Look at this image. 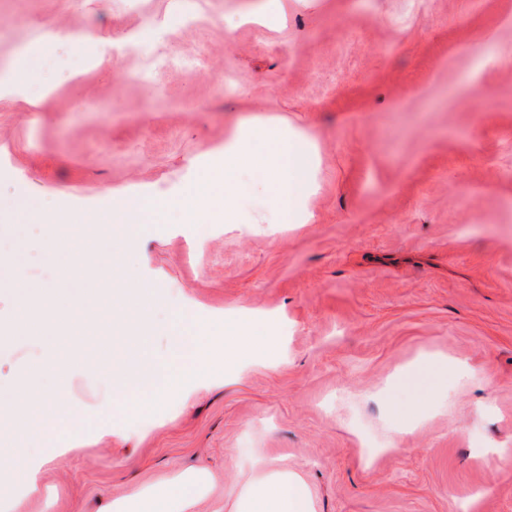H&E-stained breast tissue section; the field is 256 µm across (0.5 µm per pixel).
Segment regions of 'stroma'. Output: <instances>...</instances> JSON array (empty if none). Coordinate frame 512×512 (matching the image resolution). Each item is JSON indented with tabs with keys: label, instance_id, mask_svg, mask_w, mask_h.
<instances>
[{
	"label": "stroma",
	"instance_id": "35a3bbf8",
	"mask_svg": "<svg viewBox=\"0 0 512 512\" xmlns=\"http://www.w3.org/2000/svg\"><path fill=\"white\" fill-rule=\"evenodd\" d=\"M258 2L0 0V49L22 48L0 68L9 276L57 290L67 305L45 321L87 334L0 335V380L33 355L122 344L163 362L172 313L201 307L277 315L286 338L283 356L48 463L24 512H112L199 466L190 512H240L259 455L302 477L313 512H512V63L493 58L512 50V0H293L278 24L242 22ZM185 6L189 26L173 21ZM50 53L63 65L44 68ZM248 116L313 136L311 223H274L253 171L250 223L146 236L117 265L111 240L69 237L113 293L141 280L164 306L84 302L54 230L13 211L21 196L41 212L114 209L133 188L172 198ZM440 354L447 384L400 431L397 370Z\"/></svg>",
	"mask_w": 512,
	"mask_h": 512
}]
</instances>
